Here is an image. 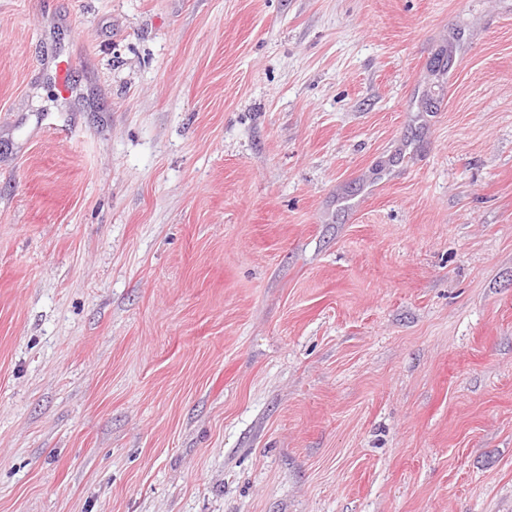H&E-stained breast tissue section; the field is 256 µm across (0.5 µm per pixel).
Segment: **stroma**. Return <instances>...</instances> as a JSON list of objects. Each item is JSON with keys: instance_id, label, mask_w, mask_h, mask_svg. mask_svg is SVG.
<instances>
[{"instance_id": "1", "label": "stroma", "mask_w": 512, "mask_h": 512, "mask_svg": "<svg viewBox=\"0 0 512 512\" xmlns=\"http://www.w3.org/2000/svg\"><path fill=\"white\" fill-rule=\"evenodd\" d=\"M0 512H512V0H0Z\"/></svg>"}]
</instances>
